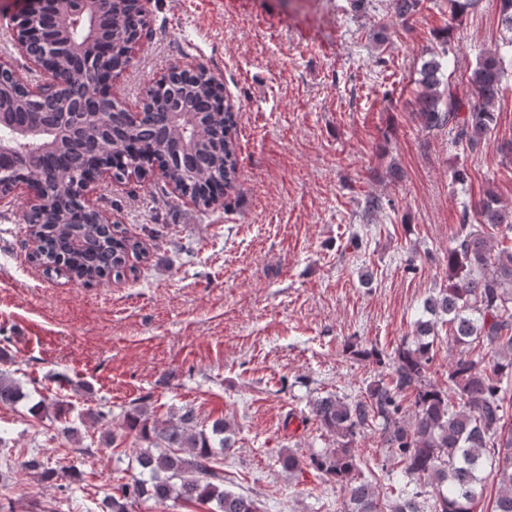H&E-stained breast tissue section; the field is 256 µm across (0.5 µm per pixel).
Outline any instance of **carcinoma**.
Wrapping results in <instances>:
<instances>
[{
	"instance_id": "carcinoma-1",
	"label": "carcinoma",
	"mask_w": 512,
	"mask_h": 512,
	"mask_svg": "<svg viewBox=\"0 0 512 512\" xmlns=\"http://www.w3.org/2000/svg\"><path fill=\"white\" fill-rule=\"evenodd\" d=\"M499 12L511 36L503 38L502 49L480 56L471 71L468 95L476 103L464 101L449 82L448 103L440 108L439 54L420 70V123L428 129L448 127L451 143L471 153L486 140L494 118L491 107L503 90L505 59L512 54V0H499ZM100 23L119 45L143 21L117 9L105 11ZM200 95L210 99L212 114L204 119L190 165L172 168L167 176L207 207L211 183L223 181L226 194L234 189L238 142L235 118L221 113L203 83L174 79L153 91L147 125L130 124L120 110L103 113L112 140L85 134L72 145L71 154L77 159L110 154L115 176L139 174L146 163L164 162L178 142L168 122L172 105ZM0 113V144L12 149L11 166L36 178L44 192L46 223L40 225L41 244L30 253L31 262L47 273L97 285L133 270L130 256L147 258L146 248L125 228L105 227L81 212L71 192L77 167L43 151L50 133L39 106L7 101ZM34 125L42 127L39 138L15 139L18 127ZM474 209L501 237L499 245L469 223L468 207H462L456 244L448 248V287L423 301L414 336L391 355L374 346L347 344L352 354L381 367L377 378L361 398L350 401L328 394L308 402L310 417L336 436V447L313 450L304 459L292 452L278 457L297 480L310 469L340 486L345 492L341 512H424L420 498L425 495L433 500L430 512H476L487 485L486 471L498 485L492 512H512V417L506 410L512 378V210L498 205L492 195ZM440 324L460 348L458 358L448 364L445 389L428 380ZM483 347L487 352H481ZM24 398L20 384L0 371V404L14 405ZM147 401L134 400L125 413L126 428L145 443L127 463L135 475L117 493L103 497L101 512H130L133 502L143 498L207 504L208 512H260L254 499L224 488L222 455L232 448L229 423L217 419L206 427L191 408L163 423L152 422ZM49 409L55 410L63 433L75 430L68 417L70 404L63 399L46 397L29 407L35 417ZM366 427L378 431L386 458L399 464V469L386 471L397 484V497L388 504L371 482L355 479L360 465L355 439Z\"/></svg>"
}]
</instances>
